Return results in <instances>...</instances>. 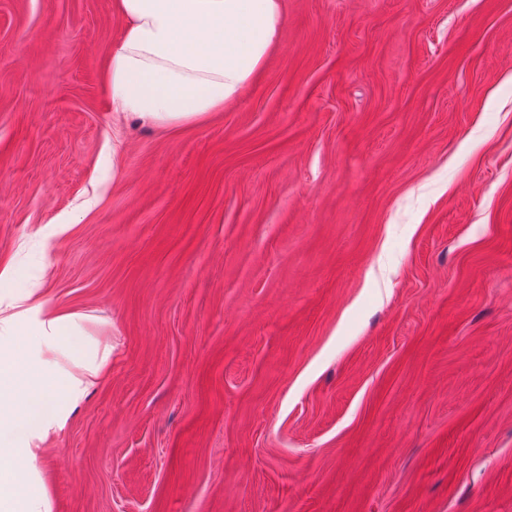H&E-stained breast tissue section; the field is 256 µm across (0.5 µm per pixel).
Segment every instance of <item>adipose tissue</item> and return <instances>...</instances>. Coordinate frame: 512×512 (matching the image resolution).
<instances>
[{
    "instance_id": "adipose-tissue-1",
    "label": "adipose tissue",
    "mask_w": 512,
    "mask_h": 512,
    "mask_svg": "<svg viewBox=\"0 0 512 512\" xmlns=\"http://www.w3.org/2000/svg\"><path fill=\"white\" fill-rule=\"evenodd\" d=\"M123 35L106 64L119 117L159 127L205 119L235 102L277 42L282 0H114ZM0 294V512H52L36 460L111 365L84 314L56 313L37 297Z\"/></svg>"
}]
</instances>
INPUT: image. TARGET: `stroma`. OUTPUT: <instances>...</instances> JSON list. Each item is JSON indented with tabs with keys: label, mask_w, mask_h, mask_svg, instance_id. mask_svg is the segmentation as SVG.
I'll use <instances>...</instances> for the list:
<instances>
[{
	"label": "stroma",
	"mask_w": 512,
	"mask_h": 512,
	"mask_svg": "<svg viewBox=\"0 0 512 512\" xmlns=\"http://www.w3.org/2000/svg\"><path fill=\"white\" fill-rule=\"evenodd\" d=\"M113 0H0V290L112 363L52 512H512V0H283L204 122L115 121Z\"/></svg>",
	"instance_id": "stroma-1"
}]
</instances>
